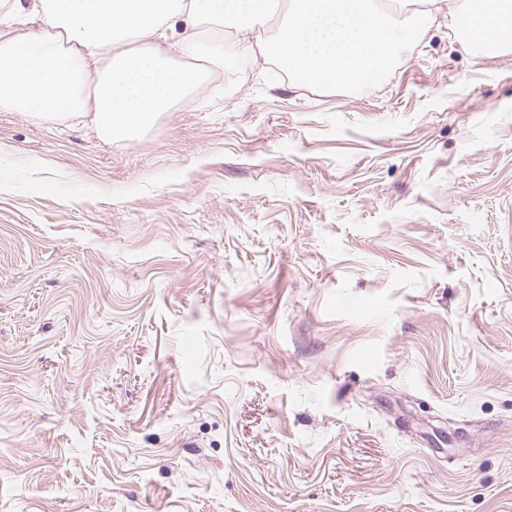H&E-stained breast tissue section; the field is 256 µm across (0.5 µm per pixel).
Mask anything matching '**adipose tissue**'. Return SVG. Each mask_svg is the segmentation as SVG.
Here are the masks:
<instances>
[{"instance_id":"obj_1","label":"adipose tissue","mask_w":512,"mask_h":512,"mask_svg":"<svg viewBox=\"0 0 512 512\" xmlns=\"http://www.w3.org/2000/svg\"><path fill=\"white\" fill-rule=\"evenodd\" d=\"M425 32L440 0H400ZM273 0H0V110L39 118L89 117L105 140L128 139L159 113L188 103L206 71L197 65L207 22L264 27ZM288 38L231 42L216 63L253 51L290 60L297 82L359 86L376 80L408 42L405 20L369 0H284ZM469 45L512 49V0H464L449 19Z\"/></svg>"}]
</instances>
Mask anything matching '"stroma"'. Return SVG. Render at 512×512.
<instances>
[{
	"mask_svg": "<svg viewBox=\"0 0 512 512\" xmlns=\"http://www.w3.org/2000/svg\"><path fill=\"white\" fill-rule=\"evenodd\" d=\"M460 3L135 140L0 110V512H512V53Z\"/></svg>",
	"mask_w": 512,
	"mask_h": 512,
	"instance_id": "stroma-1",
	"label": "stroma"
}]
</instances>
